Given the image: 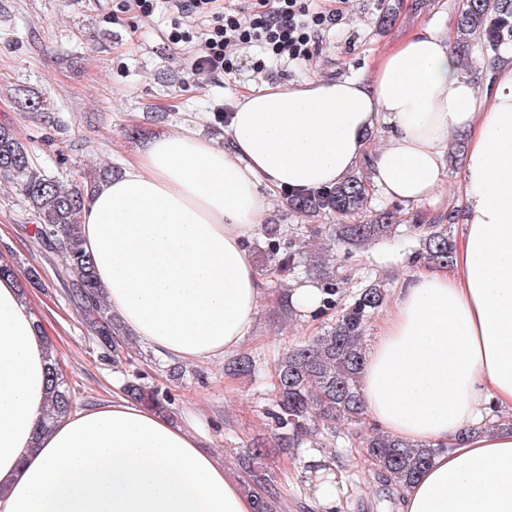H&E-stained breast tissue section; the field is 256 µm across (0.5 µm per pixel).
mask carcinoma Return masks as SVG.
<instances>
[{"mask_svg":"<svg viewBox=\"0 0 512 512\" xmlns=\"http://www.w3.org/2000/svg\"><path fill=\"white\" fill-rule=\"evenodd\" d=\"M458 47L466 55L496 50L512 42V0H464L457 20ZM114 170L71 180L67 183L39 170L31 147L20 140L12 127L0 124V177L16 186L37 220L34 237L48 255H59L63 265L59 280L67 296L79 309L86 331L110 352L119 347L115 339L114 319L101 299L90 255L84 249L81 224L89 195L98 183L112 177ZM369 190L359 175H351L336 186L322 188L304 196L287 197L288 209L306 217L334 215L339 223L313 228L314 237L329 242L340 241L358 251L371 243L395 237L400 232L396 212L385 210L366 222L345 224L348 218L366 208ZM280 226L269 224L267 261L280 280L300 273L320 285L327 298L322 311H336V319L323 332L291 348L277 359L272 377L273 409L271 418L279 433L278 450L300 446L313 431L336 432L340 423L356 424L364 420V404L359 377L364 360L363 335L371 316L382 305L385 283L375 278L352 297L346 305L336 300L338 284L345 277L323 255L307 259L300 235L292 236L286 249L276 243ZM419 248L415 258L429 266L451 265L455 243L444 224H417ZM228 372L239 377L255 375V362L239 356L229 364ZM49 420L61 418L72 408L73 399L66 387L62 370L50 359ZM124 391L132 400L147 407L165 408L167 397L160 390L138 382H128ZM366 455L383 482L404 489L429 465L436 448L412 447L374 430L364 442ZM270 448L247 449L248 464L243 488L248 493L261 489L256 497V512H277L280 496L277 486L262 466L261 459Z\"/></svg>","mask_w":512,"mask_h":512,"instance_id":"cac0c4a2","label":"carcinoma"}]
</instances>
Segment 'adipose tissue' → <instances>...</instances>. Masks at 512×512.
<instances>
[{
    "label": "adipose tissue",
    "instance_id": "obj_1",
    "mask_svg": "<svg viewBox=\"0 0 512 512\" xmlns=\"http://www.w3.org/2000/svg\"><path fill=\"white\" fill-rule=\"evenodd\" d=\"M483 93L447 33L402 38L368 76L250 89L234 101L229 147L187 129L152 139L101 182L82 235L125 330L167 356L206 363L251 337L263 299L246 247L268 195L341 183L369 160L371 186L432 201L450 137L465 139L461 228L450 267L415 266L369 342L368 420L437 453L399 512H512V62ZM389 132L378 148L369 137ZM46 348L10 279L0 280V512H255L253 495L177 425L116 396L41 432ZM303 474L335 512L336 466L309 449Z\"/></svg>",
    "mask_w": 512,
    "mask_h": 512
}]
</instances>
